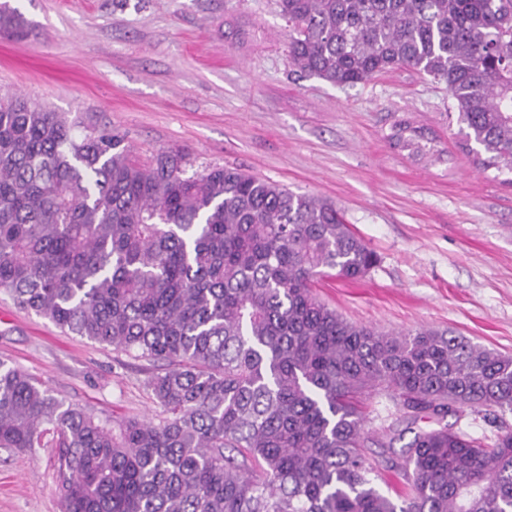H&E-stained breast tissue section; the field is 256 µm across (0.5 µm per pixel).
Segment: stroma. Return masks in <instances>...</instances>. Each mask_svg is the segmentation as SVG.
Instances as JSON below:
<instances>
[{"instance_id":"35a3bbf8","label":"stroma","mask_w":512,"mask_h":512,"mask_svg":"<svg viewBox=\"0 0 512 512\" xmlns=\"http://www.w3.org/2000/svg\"><path fill=\"white\" fill-rule=\"evenodd\" d=\"M0 94L124 135L135 161L183 149L332 201L375 252L314 292L348 320L447 330L512 354V173L462 143L444 81L402 67L337 88L289 64L277 0H7ZM400 120L438 152L387 139ZM0 361L98 417H158L149 362L63 332L0 293ZM56 450L0 448V512H61Z\"/></svg>"}]
</instances>
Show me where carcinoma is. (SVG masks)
Returning a JSON list of instances; mask_svg holds the SVG:
<instances>
[{"instance_id":"cac0c4a2","label":"carcinoma","mask_w":512,"mask_h":512,"mask_svg":"<svg viewBox=\"0 0 512 512\" xmlns=\"http://www.w3.org/2000/svg\"><path fill=\"white\" fill-rule=\"evenodd\" d=\"M289 62L335 87L400 67L448 85L459 134L512 172V0H278ZM25 27L0 5V32ZM388 139L434 150L419 127ZM188 153L134 161L125 138L0 98V292L55 326L156 366L158 420L74 409L0 362V448H58L62 512H512V355L464 336L354 324L312 292L377 255L328 201ZM403 410L370 459L360 401ZM411 440L400 452L394 442ZM401 490L384 494L386 473ZM484 407H465L459 419L448 417L443 424L448 423L456 431L467 433L473 438H493L498 432L497 424H492L493 415L488 414Z\"/></svg>"}]
</instances>
